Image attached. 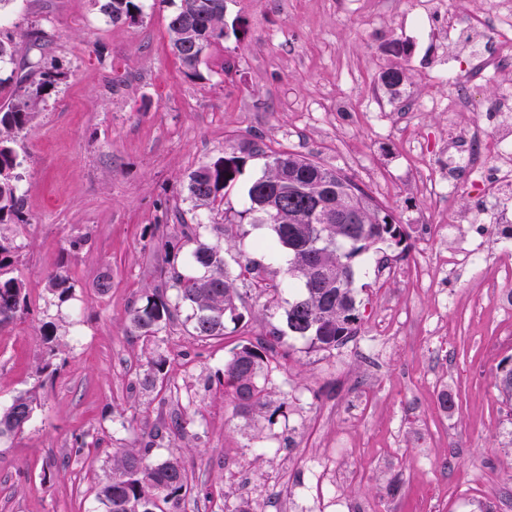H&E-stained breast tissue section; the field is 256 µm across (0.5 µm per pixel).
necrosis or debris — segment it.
<instances>
[{
	"mask_svg": "<svg viewBox=\"0 0 512 512\" xmlns=\"http://www.w3.org/2000/svg\"><path fill=\"white\" fill-rule=\"evenodd\" d=\"M497 25L488 29L459 21L457 7L448 10V29L441 40L448 43V56L459 61L452 77L457 81L477 83L498 78L512 68V44L502 41L504 32L512 31V0H496ZM448 137L438 147L451 168L444 181L455 185L456 174H463L479 199L494 198V213L468 211L455 214L449 225L454 246L448 256L452 266H483L486 258L478 240L463 232V225L478 224L484 229L512 222V196L500 191V184L512 181V83L503 85L499 94L482 105V110L468 123L456 115L465 111L461 99L449 98Z\"/></svg>",
	"mask_w": 512,
	"mask_h": 512,
	"instance_id": "obj_1",
	"label": "necrosis or debris"
}]
</instances>
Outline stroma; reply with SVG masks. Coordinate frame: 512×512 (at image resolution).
<instances>
[{
    "label": "stroma",
    "instance_id": "obj_1",
    "mask_svg": "<svg viewBox=\"0 0 512 512\" xmlns=\"http://www.w3.org/2000/svg\"><path fill=\"white\" fill-rule=\"evenodd\" d=\"M177 2L142 0L132 24L112 23L94 0L0 9L1 37L44 33L0 73L34 63L31 82L47 69L61 75L18 141L30 221L16 228V273L32 310L0 329V408L31 389L37 402L24 432L0 438V512H97L92 487L113 453L141 448L177 414L190 421L186 435H163L152 456L181 458L195 488L184 512H229L244 500L257 512H512V406L496 387L512 323L493 287L512 266V237H484L490 266L444 276L435 256L448 224L479 202L462 182L450 198L427 195L421 174L448 168L434 149L448 113L415 109L461 92L464 124L498 82L462 88L438 76L443 44L412 25L420 0H224L230 30L191 79L169 46ZM395 40L409 48L399 59L386 51ZM393 66L404 72L394 91L381 82ZM255 140L347 175L403 224L410 245L428 240L416 260L423 282L378 273L368 251L354 263L358 335L330 351L285 335L295 295L286 263L254 246L270 229L239 216L264 171L255 156L224 191L222 223L203 236L223 245L228 265L259 263L277 293L241 285L245 318L221 338L179 322L149 342L132 336L131 306L162 289L166 248L154 226L174 223L178 209L205 217L187 197L189 173ZM78 235L87 244L68 252ZM61 265L74 289L59 306L45 277ZM49 321L63 333L53 359L40 335ZM277 330L271 387L282 412L247 427L219 374L240 340ZM153 350L168 362L163 389L147 394L137 378ZM444 392L455 401L448 411ZM307 447L336 468L335 488L312 481Z\"/></svg>",
    "mask_w": 512,
    "mask_h": 512
}]
</instances>
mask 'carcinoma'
Wrapping results in <instances>:
<instances>
[{"instance_id": "obj_1", "label": "carcinoma", "mask_w": 512, "mask_h": 512, "mask_svg": "<svg viewBox=\"0 0 512 512\" xmlns=\"http://www.w3.org/2000/svg\"><path fill=\"white\" fill-rule=\"evenodd\" d=\"M99 11L112 23L135 20L141 13L140 0H97ZM170 46L189 77H201L200 65L212 46L224 40V0H179L168 22ZM29 35L17 41L0 38V64L11 63L23 50ZM56 71H43L38 83L12 92L0 106V327L6 326L30 310L23 281L15 274L19 247L14 227L29 223L25 201L18 192L22 178V160L16 149L18 135L35 117L39 103L55 87ZM265 157V170L247 190L246 205L240 217L253 224H267L274 235L269 249L288 254L287 273L303 283L302 291L284 309L291 335L309 341L322 350H333L347 343L359 331V311L352 288L354 261L371 249L388 247L407 235L393 218L376 205L372 197L348 176L327 169L313 160L289 151L254 147L248 156ZM246 156V157H248ZM244 156H230L199 166L187 182V197L195 208L214 214L222 202L224 189L235 182L246 164ZM344 215L345 224L336 223ZM202 224H182L169 235L173 260L158 270L161 282L176 290L175 299L155 292L129 312L132 334L149 341L174 323L182 309L189 310L184 325L201 338L224 336L225 323L243 319L237 301L238 285L260 278L261 267L251 260L238 263V272L230 270L224 249L201 238ZM193 244L178 263L180 241ZM46 290L62 305L73 290L68 271L60 266L48 273ZM59 326L42 325L43 343L54 354L58 351ZM241 341L224 362V392L232 398L233 413L246 421L262 415L273 422L281 406L272 405L269 387L276 342ZM166 358L153 354L140 385L155 389L163 385ZM497 388L502 402L512 404V361L499 366ZM36 390L14 397L0 412V436L17 434L31 420ZM153 441L137 451H120L113 456L112 477L95 486L100 512H172L189 492L188 478L178 457L155 460Z\"/></svg>"}]
</instances>
